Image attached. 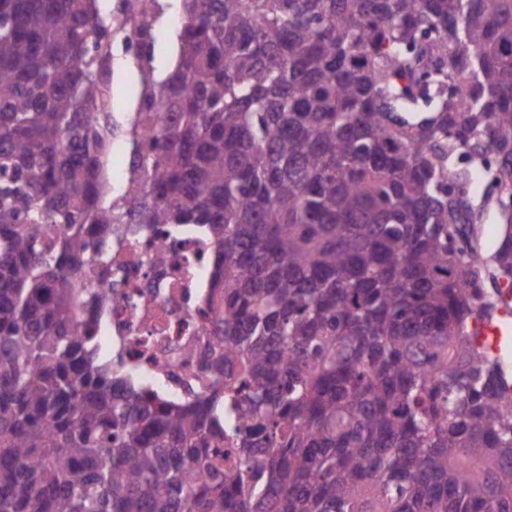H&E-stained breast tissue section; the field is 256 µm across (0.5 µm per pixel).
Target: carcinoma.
Here are the masks:
<instances>
[{
  "mask_svg": "<svg viewBox=\"0 0 512 512\" xmlns=\"http://www.w3.org/2000/svg\"><path fill=\"white\" fill-rule=\"evenodd\" d=\"M181 10L158 80L147 0H0V512H512L475 331L512 282V0ZM118 35L150 138L114 203ZM155 224L215 249L178 401L96 349L91 270ZM503 231L504 224H501L498 216L491 212L486 223L481 224L479 230L482 246L487 253L496 249Z\"/></svg>",
  "mask_w": 512,
  "mask_h": 512,
  "instance_id": "carcinoma-1",
  "label": "carcinoma"
}]
</instances>
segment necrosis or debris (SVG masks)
I'll use <instances>...</instances> for the list:
<instances>
[{
	"mask_svg": "<svg viewBox=\"0 0 512 512\" xmlns=\"http://www.w3.org/2000/svg\"><path fill=\"white\" fill-rule=\"evenodd\" d=\"M110 252L125 279L91 280L115 298L99 315V349L123 354L139 385L179 399L191 363L186 347L207 340L200 310L209 293L213 244L198 225H180L173 236L157 225L113 236Z\"/></svg>",
	"mask_w": 512,
	"mask_h": 512,
	"instance_id": "1",
	"label": "necrosis or debris"
}]
</instances>
